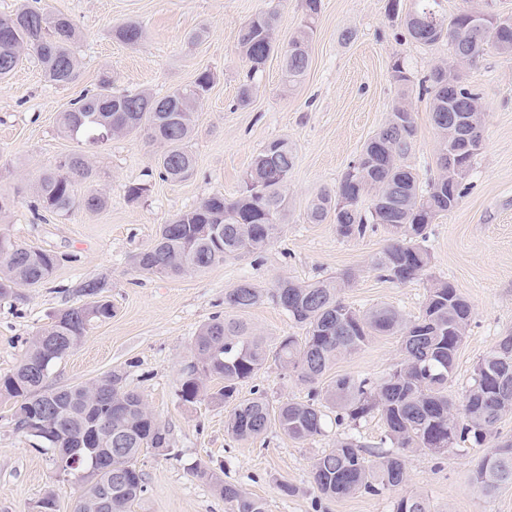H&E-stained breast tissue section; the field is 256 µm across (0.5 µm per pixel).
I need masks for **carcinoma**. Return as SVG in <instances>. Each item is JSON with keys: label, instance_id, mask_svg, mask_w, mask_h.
Here are the masks:
<instances>
[{"label": "carcinoma", "instance_id": "cac0c4a2", "mask_svg": "<svg viewBox=\"0 0 512 512\" xmlns=\"http://www.w3.org/2000/svg\"><path fill=\"white\" fill-rule=\"evenodd\" d=\"M300 29L283 53L282 81L297 84L308 70L309 42L320 10V0H305ZM416 11L432 12L437 25L417 30L405 26L410 39L423 46L448 41L451 51L475 62L493 48L512 53V33L484 30L473 33L467 22L477 9L470 8L448 18L435 10L439 0H415ZM277 15L258 14L238 34V49L253 71H258L274 52ZM114 37L134 46L143 38L136 22L113 30ZM78 33L65 15L49 14L23 4L8 18H0V79L16 68L20 54H34L44 76L57 86H67L78 76L72 46ZM432 119L441 145L437 177L422 189L417 174L403 163L415 137V121L409 128L399 124L402 102H396L378 131L365 143L348 166L334 192L324 191L311 203L308 218L322 222L333 214L338 233L344 238L366 234L368 227L383 225L392 238L373 260L383 276L399 282L425 274L431 254L425 248L429 224L451 210L461 196L463 177L448 184V160L459 154L463 143L448 123L439 120V104L453 100L471 107L481 103L480 94L463 77H448L443 66L433 68ZM212 76L203 71L191 86L177 87L158 100L151 94L118 93L106 81L61 113L60 131L89 144H98L99 125L110 124L114 135L145 132L161 152L157 164L163 179L182 181L191 177L196 161L190 147L199 102L210 90ZM296 160L294 145L286 138L266 144L254 157L243 188L233 198L216 192L198 206L176 214L160 225L152 246L135 258L138 269L168 278L200 272L240 254H259L274 243L281 232L286 188ZM92 171L84 155L61 158L55 169L39 179L37 197L42 209L63 215L79 204L99 211L107 204L101 194L91 192L81 200L73 193V178H90ZM66 256L37 249L0 232V298L19 288L43 284ZM349 283L344 277L311 283L288 279L271 290L242 283L224 296V304L246 311L271 300L299 326L302 336H283L275 349L248 323L222 315L203 324L192 345V359L183 369L178 397L195 403L205 396L233 403L224 427L229 435L247 440L263 434L275 424L289 438L305 442L322 434L323 409H336V424L357 423L377 413L386 426L382 443L393 450L365 456L363 445L352 435L336 439V446L313 463L311 482L319 498L339 499L357 493L379 495L403 484L404 454L421 450L443 455L459 442L490 443V449L475 464L471 484L490 494L512 484V439H498L497 425L512 412V334L499 338L477 365L473 383L466 392L462 413L448 395L457 353L464 342L472 309L449 282L433 280L420 316L406 319L393 306L377 304L357 310L339 297ZM101 282L83 283L80 291L90 298L84 305L58 313L52 322L26 341L25 353L10 375L0 378V397L14 400L16 429L35 439L51 455L64 477L87 481L73 512H131L145 491V480L137 460L145 450L172 456L169 432L154 420L144 400L124 383V374L114 370L95 385L54 387L48 383L53 365L83 339L94 322L112 318V303L100 296ZM401 338L403 358L380 379L368 376L340 377L324 389L317 387L336 361L351 355L380 335ZM274 360L281 370L312 385L307 400L291 399L276 404L261 393L237 397L238 385L255 377ZM222 386L210 391L208 382ZM98 429L95 448L112 449V464L101 455L79 451L77 461L59 457L60 448H77L84 442L89 423ZM199 479L232 504L234 512H265L261 499L224 481L220 473L201 462L191 467ZM394 512H431L420 495L402 496Z\"/></svg>", "mask_w": 512, "mask_h": 512}]
</instances>
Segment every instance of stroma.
Returning a JSON list of instances; mask_svg holds the SVG:
<instances>
[{
  "label": "stroma",
  "mask_w": 512,
  "mask_h": 512,
  "mask_svg": "<svg viewBox=\"0 0 512 512\" xmlns=\"http://www.w3.org/2000/svg\"><path fill=\"white\" fill-rule=\"evenodd\" d=\"M393 2L398 5L394 13L389 10ZM40 5L74 22L79 77L64 87L53 85L37 59L26 55L0 83V191L16 199L11 213L0 219V229L66 260L41 286L0 299V378L13 372L38 328L58 311L85 303L80 287L95 278L103 282L102 294L114 315L92 324L80 345L54 365L50 382L83 385L124 371L127 386L168 427L176 454L140 456L146 490L133 512H233L208 482L190 473L198 461L223 468L225 481L262 499L265 512H393L399 497L413 494L427 498L432 512H512V486L488 495L470 484L483 447L460 443L439 458L406 453L401 486L378 495L325 500L311 484L314 458L348 433L364 445H379L385 436L379 415L353 427L328 421L321 435L304 442L275 425L239 441L224 429L228 404L205 398L192 405L177 396L191 343L212 316H240L272 345L303 333L275 304L267 301L239 313L225 306V293L244 282L270 288L283 278L312 282L348 273L352 279L341 298L360 310L388 304L406 318L417 317L433 279L450 282L469 301L471 327L448 385L455 400L463 399L478 362L499 336L512 333V53L489 50L463 70L484 108L482 147L456 206L428 228V271L400 283L373 268L390 239L385 226L348 239L332 221L314 224L307 213L321 191L338 186L402 93L416 126L406 163L421 184L436 177L438 138L431 96L421 83L435 65L448 61L450 52L444 42L425 47L410 41L401 17L413 9L414 0H321L309 68L291 89L282 84L281 50L304 17V0H40ZM269 10L279 15L278 49L253 74L237 35L242 24ZM129 20L145 29L135 46L112 36L114 26ZM398 59L411 75L405 91L392 77ZM205 70L213 83L197 108L191 140L196 167L187 180L160 178L157 147L145 134L90 146L59 130L60 113L102 80H110L117 92L144 90L162 97L193 84ZM246 83L252 98L241 108L237 98ZM279 138L294 144L297 158L288 179L287 222L261 257L247 254L180 278L136 268L135 256L151 246L160 224L212 193L236 196L254 156ZM73 152L85 153L93 168L92 179L75 180V195L97 190L107 197V207L91 212L77 205L62 216L37 210L39 177ZM133 183L148 187L136 202L126 197ZM401 358L399 336H379L339 359L321 383L328 386L343 376L379 378ZM256 390L275 403L304 400L310 387L271 363L240 385L239 396L251 397ZM13 413V401L0 398V512H33L50 489L57 493L56 512H73L80 485L62 480L35 441L15 430ZM284 483L294 487L293 495L282 494Z\"/></svg>",
  "instance_id": "stroma-1"
}]
</instances>
